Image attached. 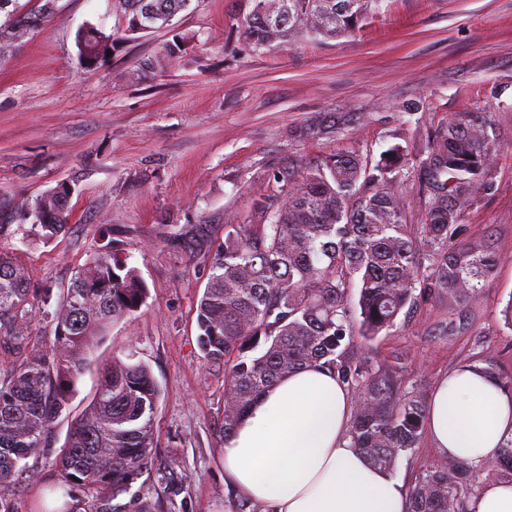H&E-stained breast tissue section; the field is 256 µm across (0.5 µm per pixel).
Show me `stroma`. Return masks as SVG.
Instances as JSON below:
<instances>
[{
    "instance_id": "stroma-1",
    "label": "stroma",
    "mask_w": 512,
    "mask_h": 512,
    "mask_svg": "<svg viewBox=\"0 0 512 512\" xmlns=\"http://www.w3.org/2000/svg\"><path fill=\"white\" fill-rule=\"evenodd\" d=\"M251 0H192L164 29L119 42L88 70L76 36L94 23L122 27L114 0H57L55 13L0 62V201L33 202L70 182L72 216L51 242L16 213L0 250L20 251L30 277L50 285L107 242L128 256L149 288L130 319L99 341L69 409L30 474L0 496L14 512L51 506L54 460L89 404L102 368L134 354L162 397L151 470L131 489L156 512H227L224 366L196 342V302L228 224H249L279 194L274 172L304 168L339 149L378 156L409 124L408 146L462 112H488L503 132L493 189L465 215L492 236L500 256L474 307L419 305L373 342L375 361L399 369L406 386L432 396L440 378L487 357L512 374V0H385L352 35L257 49L242 34ZM181 52H173V45ZM156 64L136 76L139 61ZM416 103L409 120L403 105ZM335 112L354 123L329 137L301 127ZM183 491L169 498L170 471Z\"/></svg>"
}]
</instances>
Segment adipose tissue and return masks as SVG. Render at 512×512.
Returning a JSON list of instances; mask_svg holds the SVG:
<instances>
[{
    "instance_id": "obj_1",
    "label": "adipose tissue",
    "mask_w": 512,
    "mask_h": 512,
    "mask_svg": "<svg viewBox=\"0 0 512 512\" xmlns=\"http://www.w3.org/2000/svg\"><path fill=\"white\" fill-rule=\"evenodd\" d=\"M354 401L308 368L260 397L224 446L229 480L262 512H406V491L346 436ZM425 430L451 460L493 461L512 437V392L472 370L438 383Z\"/></svg>"
}]
</instances>
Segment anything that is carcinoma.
I'll return each instance as SVG.
<instances>
[{
    "instance_id": "obj_1",
    "label": "carcinoma",
    "mask_w": 512,
    "mask_h": 512,
    "mask_svg": "<svg viewBox=\"0 0 512 512\" xmlns=\"http://www.w3.org/2000/svg\"><path fill=\"white\" fill-rule=\"evenodd\" d=\"M0 0V60L11 55L37 24L52 16L56 0L36 13ZM124 35L169 25L191 0H116ZM242 27L256 48H282L301 38L351 34L384 0H252ZM119 38L88 23L77 34L81 65L108 60ZM353 114L303 130L333 135ZM502 134L488 113L467 112L428 136L413 154L394 143L372 160L342 150L300 173L278 171L280 199L254 224L224 225L208 281L196 305L197 345L224 363V440L251 405L298 369L317 366L355 395L348 437L372 464L394 471L399 458L425 433L421 389H406L390 365H376L368 342L396 326L406 309L446 298L480 303L499 255L471 232L466 212L491 189V170ZM416 171L420 220L408 223L397 189L403 170ZM71 186L51 190L25 207L45 241L65 234ZM140 270L120 250L90 256L66 283L36 286L19 256L0 252V488L16 481L27 460L48 446L50 429L67 408L69 393L92 363L95 345L115 323L146 303ZM51 332L33 335L37 310ZM488 375L512 389V376L487 359ZM160 390L150 368L129 354L112 357L94 397L76 420L54 461L67 500L52 512H150L117 504L152 463ZM485 479L512 485V439L485 466ZM480 469L464 462L430 466L406 490L407 512H469L466 503ZM76 487L85 497L72 495Z\"/></svg>"
}]
</instances>
